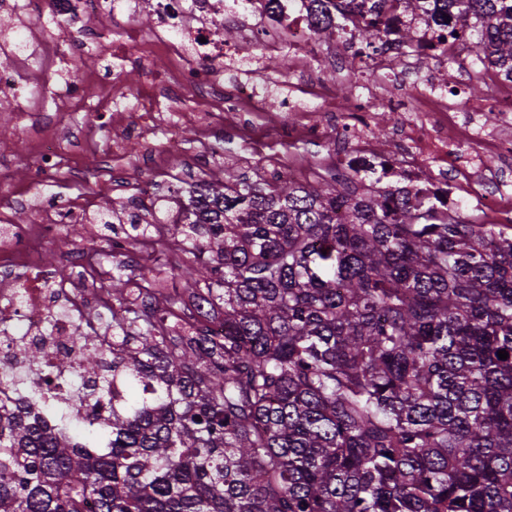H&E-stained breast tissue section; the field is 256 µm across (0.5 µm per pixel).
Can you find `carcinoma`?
I'll list each match as a JSON object with an SVG mask.
<instances>
[{"instance_id":"1","label":"carcinoma","mask_w":512,"mask_h":512,"mask_svg":"<svg viewBox=\"0 0 512 512\" xmlns=\"http://www.w3.org/2000/svg\"><path fill=\"white\" fill-rule=\"evenodd\" d=\"M316 33L455 12L512 80V0H310ZM374 181L307 187L224 169L171 224L106 201L110 320L77 335L99 372L74 400L112 408L73 432L39 356L0 399V512H512V224H473L389 160ZM166 231L187 260L124 250ZM508 352L502 360L498 351Z\"/></svg>"}]
</instances>
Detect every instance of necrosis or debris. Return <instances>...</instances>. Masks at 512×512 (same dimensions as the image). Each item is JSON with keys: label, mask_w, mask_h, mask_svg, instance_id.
Returning a JSON list of instances; mask_svg holds the SVG:
<instances>
[{"label": "necrosis or debris", "mask_w": 512, "mask_h": 512, "mask_svg": "<svg viewBox=\"0 0 512 512\" xmlns=\"http://www.w3.org/2000/svg\"><path fill=\"white\" fill-rule=\"evenodd\" d=\"M254 16L248 38L268 52L282 45L294 46L289 60L291 72H298L300 55L313 42L307 21L309 0H244ZM49 18L54 23L76 26L86 11L108 15L130 14L131 0H49ZM157 26L163 35L162 49L174 53L180 61L165 87L152 94L153 106H160L169 90L191 93L206 106L205 112H183L179 121L196 120L200 137L208 135L209 117H223L237 130L238 148L253 150L251 135L256 110H265L266 127L275 138L288 141L320 137L326 127L336 128V147L344 156L345 171L365 169L377 158L373 147L372 125L377 114L371 93L354 95L352 109L332 112L325 118L306 111L300 103L281 101L278 111H266L270 99L265 85L241 77L235 67L214 70V63L234 58L239 46L218 37L214 20L233 16L224 0H150ZM89 36L69 35L48 44H31L26 50L9 49L7 62L0 63V99L10 101L16 116L24 121L22 131L34 139L32 159L38 170L55 174L65 162V154L51 124L33 126L32 103L49 97L56 110L70 109L81 96V74L60 76L55 66L62 58L83 53ZM469 80L442 85L439 94L395 103L401 114L398 133L400 169L410 183H417L425 160L435 159L440 167L432 189L447 202L457 205L454 193L466 192L463 201L489 216L512 211V191L488 189L481 175L480 160L491 153L502 160H512V135L498 128L477 125L471 115L485 110L499 117L512 116V84L498 88L494 96L481 103L472 102ZM100 107L113 120L139 113L134 127L140 139H148L154 130L151 113L142 101L120 88L108 84ZM85 200L65 199L62 205L42 206L28 224L0 223V366L14 365V338L22 336L32 348L43 354L42 373L51 375L59 359L75 356L76 311L94 307L106 310L105 297L84 288L79 281L69 286L59 284L56 271L34 263V256L50 237L59 235L63 222H77L88 215Z\"/></svg>", "instance_id": "necrosis-or-debris-1"}]
</instances>
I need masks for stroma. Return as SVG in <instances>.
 I'll return each mask as SVG.
<instances>
[{"mask_svg": "<svg viewBox=\"0 0 512 512\" xmlns=\"http://www.w3.org/2000/svg\"><path fill=\"white\" fill-rule=\"evenodd\" d=\"M251 22L246 12H239L226 32L227 38L244 44L242 55L233 61L234 66L240 68L244 76L269 86L276 96L283 98L292 94L295 78L288 71L283 53L265 52L246 43ZM83 24L91 29L101 28L105 36L113 37L115 55L102 59L95 53H88L75 62V69L81 72H112L131 94H139L146 86L160 83L177 64L175 58L156 52L151 43L156 24L152 21L142 22L139 15L115 19L87 17ZM335 54V41L321 40L316 43L313 55L307 59L314 75L326 87L328 100L338 111L344 112L348 109L352 92L365 86L371 87L378 113L377 124L388 132L393 131L397 124L395 113L389 109L393 99L430 92L435 78L462 74L474 57L471 45H463L453 58L439 54L423 62L419 77L405 81L388 71L376 70L372 63L361 61L354 62L349 72L338 73L332 65ZM102 93L103 86L99 80L87 81L80 104L54 119L55 131L64 144H71L74 132L94 120ZM199 109V104L185 97L164 102L157 119L156 136L149 144L140 141L126 128H109L99 151L92 155L80 153L77 166L85 174L81 180L67 173L55 177L40 176L30 163L29 140L13 139L5 153L11 166L12 180L0 184V197L9 196L13 187L23 186L29 189L33 201L37 203L49 197L64 198L80 194L88 198L95 209L107 198L124 201L133 197L149 211L169 221L176 215L174 197L169 191L172 180L176 178L190 183L227 166L251 177L265 167L266 156L274 155L280 158L283 166L307 171L305 183L313 186L321 174L342 164L331 142L300 143L288 147L271 137L261 139L257 151L247 157L240 153H227L219 158L205 157L200 152L194 127H181L173 136L168 133L170 113L196 112ZM156 147L166 154L164 166L157 167L148 161Z\"/></svg>", "mask_w": 512, "mask_h": 512, "instance_id": "1", "label": "stroma"}]
</instances>
